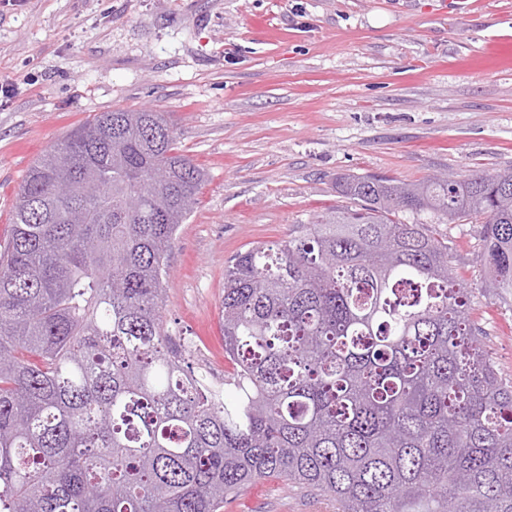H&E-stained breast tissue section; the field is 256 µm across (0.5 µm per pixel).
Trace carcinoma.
Masks as SVG:
<instances>
[{
    "label": "carcinoma",
    "instance_id": "carcinoma-1",
    "mask_svg": "<svg viewBox=\"0 0 512 512\" xmlns=\"http://www.w3.org/2000/svg\"><path fill=\"white\" fill-rule=\"evenodd\" d=\"M174 141L165 112H100L27 172L0 252V512H224L262 478L336 512H512V379L441 229L480 225L511 296L512 171L343 175L346 204L238 254L228 401L163 328L206 182Z\"/></svg>",
    "mask_w": 512,
    "mask_h": 512
}]
</instances>
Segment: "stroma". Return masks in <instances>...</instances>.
<instances>
[{
	"label": "stroma",
	"instance_id": "35a3bbf8",
	"mask_svg": "<svg viewBox=\"0 0 512 512\" xmlns=\"http://www.w3.org/2000/svg\"><path fill=\"white\" fill-rule=\"evenodd\" d=\"M0 0V248L31 164L112 109L167 112L207 181L169 258L164 330L224 385V265L339 202L336 178L512 169V0ZM471 314L512 376V299L485 293L476 224L447 225ZM273 479L224 512H334Z\"/></svg>",
	"mask_w": 512,
	"mask_h": 512
}]
</instances>
